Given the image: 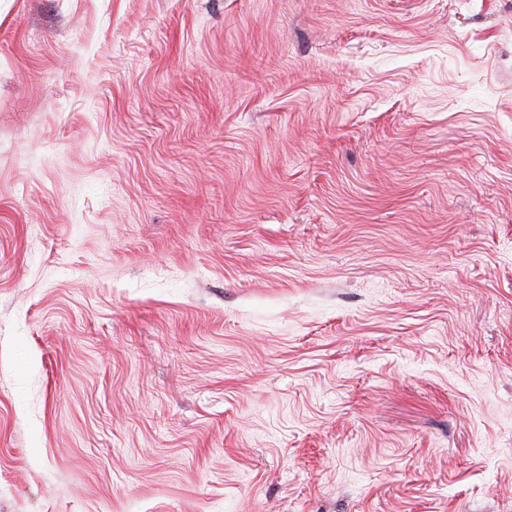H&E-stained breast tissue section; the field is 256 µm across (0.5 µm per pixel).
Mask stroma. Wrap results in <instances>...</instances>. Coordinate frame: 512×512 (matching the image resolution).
Wrapping results in <instances>:
<instances>
[{
	"label": "stroma",
	"instance_id": "obj_1",
	"mask_svg": "<svg viewBox=\"0 0 512 512\" xmlns=\"http://www.w3.org/2000/svg\"><path fill=\"white\" fill-rule=\"evenodd\" d=\"M0 512H512V0H0Z\"/></svg>",
	"mask_w": 512,
	"mask_h": 512
}]
</instances>
